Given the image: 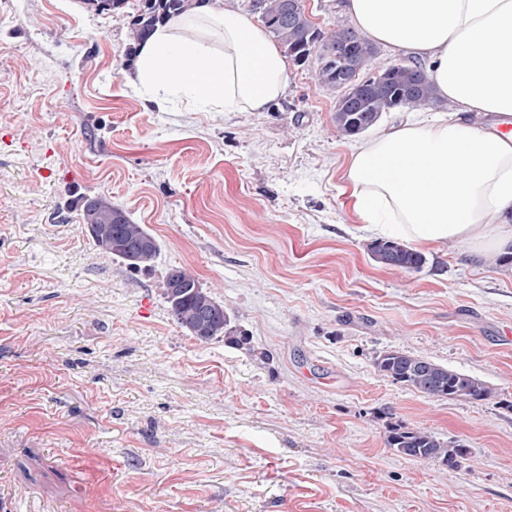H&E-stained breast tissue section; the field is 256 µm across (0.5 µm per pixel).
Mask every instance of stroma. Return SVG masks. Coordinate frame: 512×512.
Wrapping results in <instances>:
<instances>
[{
	"mask_svg": "<svg viewBox=\"0 0 512 512\" xmlns=\"http://www.w3.org/2000/svg\"><path fill=\"white\" fill-rule=\"evenodd\" d=\"M139 0H0V503L14 512H512V262L458 244L376 263L344 191L352 139L314 65L263 112L166 111L129 85ZM161 250L128 269L75 203ZM182 265L251 350L201 343L160 282ZM401 349L483 380L437 399ZM463 441L406 458L390 425ZM80 211L85 228L94 245L114 256L128 268L138 270L149 267L160 253V245L143 224H135L120 208L101 197L83 198ZM145 242L137 251L136 245ZM374 364L383 377L428 397L485 399L490 395L480 379L402 350H386Z\"/></svg>",
	"mask_w": 512,
	"mask_h": 512,
	"instance_id": "obj_1",
	"label": "stroma"
}]
</instances>
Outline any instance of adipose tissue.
<instances>
[{
    "label": "adipose tissue",
    "mask_w": 512,
    "mask_h": 512,
    "mask_svg": "<svg viewBox=\"0 0 512 512\" xmlns=\"http://www.w3.org/2000/svg\"><path fill=\"white\" fill-rule=\"evenodd\" d=\"M359 33L413 54L452 118H409L353 151L346 173L363 230L422 248L453 242L476 259L512 247V0H345ZM164 108L262 112L288 84L280 48L217 0L157 25L128 75Z\"/></svg>",
    "instance_id": "adipose-tissue-1"
}]
</instances>
